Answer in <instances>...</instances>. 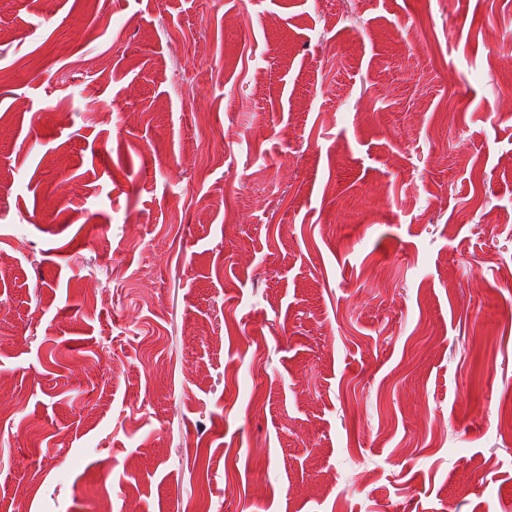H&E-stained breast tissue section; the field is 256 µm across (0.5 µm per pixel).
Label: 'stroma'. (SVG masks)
Here are the masks:
<instances>
[{
    "mask_svg": "<svg viewBox=\"0 0 512 512\" xmlns=\"http://www.w3.org/2000/svg\"><path fill=\"white\" fill-rule=\"evenodd\" d=\"M505 32L0 0V512H512Z\"/></svg>",
    "mask_w": 512,
    "mask_h": 512,
    "instance_id": "obj_1",
    "label": "stroma"
}]
</instances>
